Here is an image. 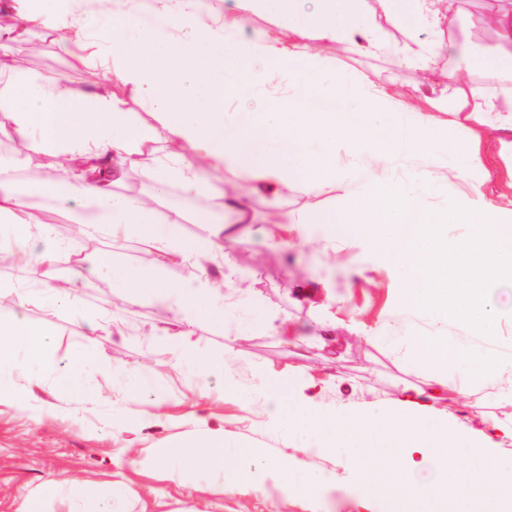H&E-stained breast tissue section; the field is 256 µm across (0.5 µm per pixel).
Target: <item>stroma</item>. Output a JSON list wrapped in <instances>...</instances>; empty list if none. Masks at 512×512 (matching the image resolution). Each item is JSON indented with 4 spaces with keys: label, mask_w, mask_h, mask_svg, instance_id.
<instances>
[{
    "label": "stroma",
    "mask_w": 512,
    "mask_h": 512,
    "mask_svg": "<svg viewBox=\"0 0 512 512\" xmlns=\"http://www.w3.org/2000/svg\"><path fill=\"white\" fill-rule=\"evenodd\" d=\"M462 7L461 19L471 40L456 45L454 71L475 80L481 74L477 52L494 48L495 39L477 21L483 0H464ZM413 36L432 46L448 40L447 33L437 34L420 25L410 35L392 29L389 47L382 54L355 55L329 42L323 50L325 76L397 72V91L406 113L445 124L447 112L432 105L435 84L429 73L396 66L401 48ZM87 41L103 47L112 41L110 28L100 26L92 14L65 38L45 28L33 29L17 49L28 52L29 71L79 82L85 77V66L77 46ZM338 162L375 171L385 181L409 179L423 164L417 156L354 160L343 152ZM1 176L28 185L48 178L61 182L66 173L48 172L38 162L25 160L20 143L0 139ZM161 204L185 215L183 231L189 236L206 232L203 225L193 223L196 213L208 212L216 222L234 218L232 211L176 186L164 192ZM339 204L338 191L331 189L309 198L296 186L274 203L265 194L252 193L247 233L224 244L239 271L226 286L232 307L225 322H204L196 329L203 354H227L226 365L235 380L231 390L198 387L189 368L162 366L165 341L147 339L144 331L152 324L166 325L171 315L136 291L123 290L122 296H114L112 290L121 288V280L109 287L85 289L89 311L103 312L111 304L119 308L112 326L93 333L80 319L31 302L28 321L50 334L55 360L84 344L101 358L125 359L139 371L137 377L107 382L85 369L79 373L81 387L75 392L59 388L37 365L0 374L31 399L24 409L0 405V512H15L19 500L26 497L38 512H72L68 483L120 479L131 489L120 504L122 512H141L143 504L155 500L168 503L171 512H365L364 490L354 469L360 459L355 449L341 446L328 451L318 436L268 423L262 413L269 379L277 373L300 377L309 395L343 413L381 410L402 398L403 387L422 385L427 376L425 369L408 365L403 338L427 333L430 322L402 309L400 270L382 263L366 240L342 237L327 250L325 226L304 224L291 234L288 246L272 244L275 220ZM97 253L119 270L154 266L153 250L131 236L103 233ZM90 266L87 251L78 249L71 267H43L33 274L9 254L0 253V315L14 309L12 285L20 283L36 291L48 281L65 282L71 268ZM275 316L284 320L289 335L304 337V344H284L270 328ZM384 328L398 331L399 341L378 346L363 342L364 334ZM141 392L154 398L159 420L140 427L135 446L129 448L113 427L112 416L124 400ZM193 411L205 417L202 429L223 435L225 452L247 453L259 461L302 459L318 478L314 492L286 496L269 485L259 489L245 484L223 495L215 491L223 480L216 470L199 467L179 476L164 469L163 461L182 454L201 429L189 417Z\"/></svg>",
    "instance_id": "stroma-1"
}]
</instances>
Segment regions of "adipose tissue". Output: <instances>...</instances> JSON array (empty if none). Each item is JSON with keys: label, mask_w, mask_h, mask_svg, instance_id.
<instances>
[{"label": "adipose tissue", "mask_w": 512, "mask_h": 512, "mask_svg": "<svg viewBox=\"0 0 512 512\" xmlns=\"http://www.w3.org/2000/svg\"><path fill=\"white\" fill-rule=\"evenodd\" d=\"M170 34L159 38L154 26L137 22L118 0L119 16L110 19L112 44L108 63L90 54L87 66L93 80L113 79L138 94L158 119L154 126H132L124 100L109 92L91 93L54 76H36L17 65L0 67V112L7 123L0 135L23 143L28 159L50 170L69 169L67 182L45 180L32 193L54 200H72L68 212L84 246H92L101 227L143 238L156 254L149 271L128 269L127 287L145 290L178 323L177 330L150 327L153 336L169 339L176 364L195 367L197 379L227 381L220 357H202L194 327L203 320L220 321L225 314V272L231 264L225 241L239 237L236 228L211 223L200 213L206 233L189 237L180 217L160 210L157 200L170 185L199 195H216L221 207L243 211L245 191L217 190L203 177L197 163L205 154L215 164L251 175L273 186L275 195L292 184L316 196L339 190L342 205L332 212L311 211L304 224H340L365 237L377 253L401 271L403 304L433 324H458L473 333L462 341L434 331L408 337V361L428 368L427 388L397 403L382 417L368 412L340 416L314 405L289 410L286 400L300 392L298 380L280 374L270 382L267 416L310 431L325 447L337 441L356 443L364 459L360 481L383 512H512V457L501 458L494 447L497 435L512 437V420L486 424L485 445L463 450L457 423L440 420L426 426L422 417L432 410L445 389L461 398L460 411L472 405L470 384L478 378L499 382L502 396L512 402V358L492 347L503 318L490 304L487 290L504 278L512 279V218L498 219L484 192L489 159L480 149L479 134L463 144H448L428 122L408 121L397 111L391 89L382 77L355 75L324 81L323 42L346 43L350 51L376 52L387 48L386 33L373 30L365 14L350 0H282L297 39L289 46L265 36L238 37L226 26L203 20L193 9L173 12L159 0ZM391 25H424L439 29L444 20L434 0H379ZM80 0H15L8 23L0 25V55L8 56L20 31L73 26ZM484 21L497 34L499 51L485 57L480 68L485 84L497 83L500 53L512 49V0H485ZM287 75L292 94H274L273 77ZM252 91L265 106L252 112L224 111L223 102ZM448 127L473 123L506 131L497 154L512 159V92L484 97L482 86L458 79L448 88ZM164 143L149 178L154 190L144 196L114 192L124 178L133 154L153 143ZM357 159L372 154L384 159L406 153L424 159V166L407 182H387L367 174L361 192L350 189L351 171L336 162L338 151ZM471 177L468 204L439 210L421 207L420 200L435 185L434 168ZM25 191L0 178V222L11 225L12 236L0 240V250L32 266L69 263L70 244L54 238L41 211L29 205ZM465 225L469 233L452 238L448 228ZM194 262L198 273L185 282L160 279L158 271L174 263ZM84 277L74 272L67 286L45 285L42 296L54 312L86 318L82 297ZM15 313L0 315V369L31 364L51 366L48 333L30 326L23 312L29 289L14 291ZM464 368L459 380H448V364ZM58 386L74 388V368L88 365L104 379L135 373L120 359H100L84 347L68 357ZM435 468L430 483L417 481L415 472ZM127 493L121 481L99 483L93 491L75 486L70 496L75 512H115Z\"/></svg>", "instance_id": "adipose-tissue-1"}]
</instances>
